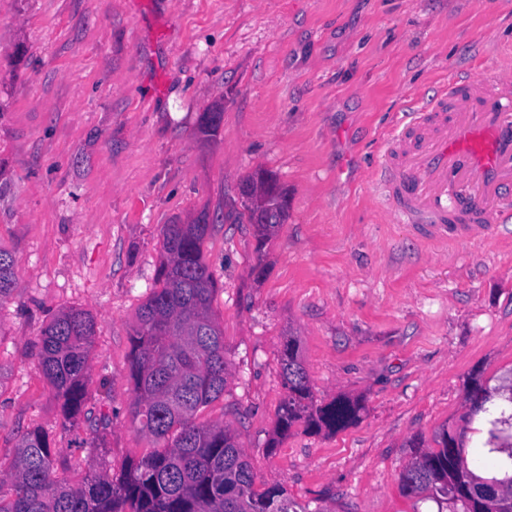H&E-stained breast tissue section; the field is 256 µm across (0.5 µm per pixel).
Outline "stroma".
Wrapping results in <instances>:
<instances>
[{
	"label": "stroma",
	"mask_w": 512,
	"mask_h": 512,
	"mask_svg": "<svg viewBox=\"0 0 512 512\" xmlns=\"http://www.w3.org/2000/svg\"><path fill=\"white\" fill-rule=\"evenodd\" d=\"M511 52L512 0H0V246L16 257L0 471L37 426L59 476L85 474L36 368L42 327L70 308L97 321L90 389L113 469L152 451L131 414L129 333L162 225L204 211L229 370L199 422L230 429L258 483L311 512H438L403 496L399 474L413 442L460 429L472 376L512 380V223L485 243H420L375 169L409 101ZM216 105L221 126L201 136ZM258 169L288 191L261 253L252 225L224 218ZM290 333L316 397L361 411L273 448Z\"/></svg>",
	"instance_id": "obj_1"
}]
</instances>
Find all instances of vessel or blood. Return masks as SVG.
<instances>
[{"instance_id":"vessel-or-blood-1","label":"vessel or blood","mask_w":512,"mask_h":512,"mask_svg":"<svg viewBox=\"0 0 512 512\" xmlns=\"http://www.w3.org/2000/svg\"><path fill=\"white\" fill-rule=\"evenodd\" d=\"M376 176L421 240L493 238L512 220V71L449 80L389 142Z\"/></svg>"}]
</instances>
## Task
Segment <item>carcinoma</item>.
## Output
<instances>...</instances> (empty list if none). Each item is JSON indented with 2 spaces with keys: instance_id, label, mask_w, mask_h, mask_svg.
Listing matches in <instances>:
<instances>
[{
  "instance_id": "1",
  "label": "carcinoma",
  "mask_w": 512,
  "mask_h": 512,
  "mask_svg": "<svg viewBox=\"0 0 512 512\" xmlns=\"http://www.w3.org/2000/svg\"><path fill=\"white\" fill-rule=\"evenodd\" d=\"M261 176L258 200L228 212L233 223L254 225L259 250L288 220V210L274 195L281 188L274 174L257 170L240 185ZM212 229L211 224L162 226L159 287L141 305L130 334L133 419L160 447L112 471L111 450L97 430L109 416L87 409L97 323L87 311H62L41 330L37 366L60 404L62 430L84 429L81 444L91 465L78 484H69L56 474L54 439L40 427L28 429L18 440L11 471L0 479V512H307L294 508L280 484L257 489L235 436L221 425L195 420L200 408L224 396L228 374L224 328L212 311L217 283L202 250ZM14 288L15 258L0 247V299ZM279 365L286 395L271 447L297 425L311 433H335L356 419L357 405L349 399L314 400L296 336L284 340ZM497 395L498 389L471 378L465 386L471 413L462 417L460 432L443 427L434 435L436 447L400 473L402 494H427L461 505V512H512V390L504 403L488 408ZM480 412L485 446L499 454L497 475L490 478L465 466L464 439Z\"/></svg>"
}]
</instances>
